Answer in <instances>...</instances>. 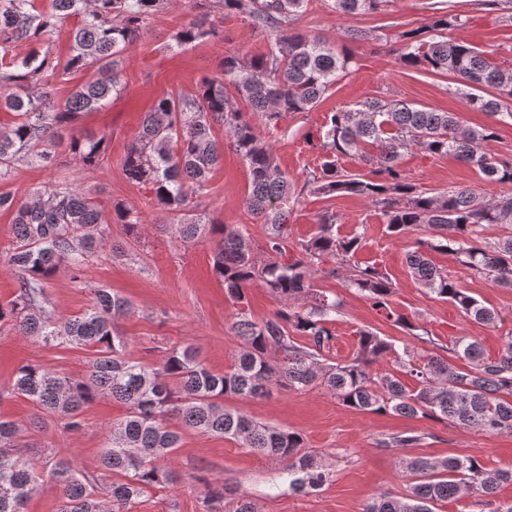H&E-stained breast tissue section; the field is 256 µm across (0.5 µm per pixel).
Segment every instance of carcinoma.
<instances>
[{
    "mask_svg": "<svg viewBox=\"0 0 512 512\" xmlns=\"http://www.w3.org/2000/svg\"><path fill=\"white\" fill-rule=\"evenodd\" d=\"M51 2L52 11L46 12L36 0H0L3 49L19 42L50 44L65 19L80 18L70 31L65 62L48 50H33L21 59L0 58V111L14 117L10 126L0 128V183L11 178L20 162L56 167L57 148L66 136L69 153L84 171L95 172L109 163L108 135H77L74 123L120 93L124 51L170 0ZM305 2L196 0L198 14L171 36L166 48L224 39L212 18V7L218 6L269 35L267 51L249 60L227 53L221 75L201 78L191 95L160 99L144 113L122 160L126 179L148 188L155 205L176 220L163 230L183 242L216 239L212 272L239 306L232 331L242 350L228 371L208 369L191 345L173 347L155 364L129 355L117 320L131 313L132 306L104 286L93 289L91 304L80 314L57 316L46 292L57 272L64 270L79 281L97 253L107 248L123 256L126 248L112 242L102 201L67 177L34 190L25 201L0 192V212L12 214L13 244L5 262L18 272L17 294L0 305V321L14 322L21 335L45 346L90 352L87 370L79 378L32 362L17 368L7 393L28 400L34 413L26 425L0 419V512H26L30 499L46 484L59 491L57 512H134L149 489L176 481L169 461L180 447L183 428L228 437L253 453L274 457L283 465L290 490L313 493L325 484L327 474L315 465L299 432L260 425L224 405L226 397L263 398L275 388L304 391L319 385L359 412L420 415L464 429L512 435V339L495 358L484 355L475 339H456L450 352L465 362L458 367L438 356L418 358L408 345L363 329L350 361L328 362L335 340L330 324L341 302L317 288L321 279L343 280L407 335L426 343L429 339L394 312V287L387 274L353 261L361 240L336 233L334 214L323 213L318 232L298 243L297 255H288L287 224L304 191L365 197L389 234H420L406 256L414 277L465 317L492 326L496 313L435 267L428 253L449 252L496 285L512 288V232L491 240L484 236L491 225H512V193L487 200L476 189L424 192L410 181L402 156L411 148L429 157L452 155L471 166L481 181L510 184L512 158L481 150L483 142L497 137L493 127L469 128L453 112L368 97L326 113L317 131L304 134L322 162L297 187L276 163L252 115H261L267 127L276 128L289 114L312 111L349 74L352 62L346 47L331 46L293 27ZM327 2L336 14L351 16L380 12L389 0ZM468 21V15L439 0L428 23L401 33L399 58L407 67L452 77L469 110L512 120V68L494 62L489 51L447 37L448 29ZM78 71L88 78L64 100L53 101L46 90L49 77ZM240 100L247 110L239 107ZM216 124L224 127L249 171V210L268 225L260 256L251 248L245 225L206 223L193 214V197L205 193L224 155V146L212 135ZM367 144L377 153L365 151ZM342 156L357 159L359 171L341 168ZM112 222L124 225L128 238H140V216L126 204L112 203ZM254 283L281 303L262 322L254 321L248 309L246 288ZM388 359L395 370H373ZM400 374L414 385L403 383ZM102 397L122 404L126 413L108 428L99 473L80 470L58 450L31 459L17 451L26 434L43 431L47 416L66 433L79 431L84 410ZM403 464L413 476L408 494L381 493L367 501L363 512H435L438 504L464 494L486 497L491 504L501 484H512L511 469L492 473L470 457L415 456L404 458ZM107 477L112 481H105ZM228 494L233 490L222 485L208 489L206 512H223Z\"/></svg>",
    "mask_w": 512,
    "mask_h": 512,
    "instance_id": "1",
    "label": "carcinoma"
}]
</instances>
